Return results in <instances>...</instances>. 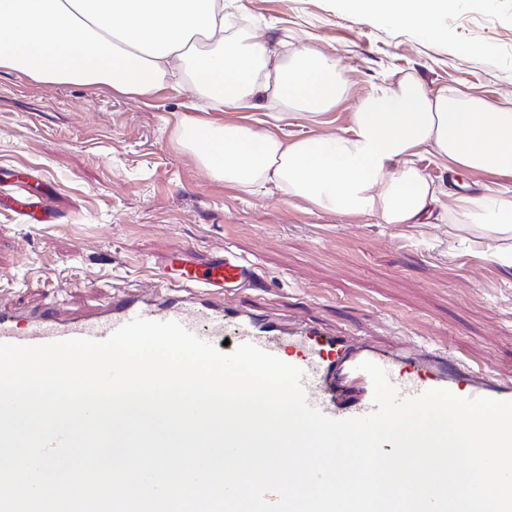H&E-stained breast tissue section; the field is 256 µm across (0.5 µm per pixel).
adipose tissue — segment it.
<instances>
[{
    "label": "adipose tissue",
    "mask_w": 512,
    "mask_h": 512,
    "mask_svg": "<svg viewBox=\"0 0 512 512\" xmlns=\"http://www.w3.org/2000/svg\"><path fill=\"white\" fill-rule=\"evenodd\" d=\"M354 13L446 37L456 0H345ZM105 85L137 95L188 72L189 86L227 109L263 116L224 125L184 117L176 142L217 181L280 191L341 214L416 224L442 192L417 167L427 147L466 169L512 172V98L495 105L407 77L367 93L346 134L288 139L283 121L332 110L344 88L335 59L308 46L282 58L264 32L233 29L224 0H0V69ZM463 217L512 231V199L468 197Z\"/></svg>",
    "instance_id": "obj_1"
}]
</instances>
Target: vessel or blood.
Returning a JSON list of instances; mask_svg holds the SVG:
<instances>
[{
  "instance_id": "vessel-or-blood-1",
  "label": "vessel or blood",
  "mask_w": 512,
  "mask_h": 512,
  "mask_svg": "<svg viewBox=\"0 0 512 512\" xmlns=\"http://www.w3.org/2000/svg\"><path fill=\"white\" fill-rule=\"evenodd\" d=\"M52 185H44L35 201L17 200L28 224H58ZM150 296L113 295L96 312L65 316L55 307L21 313L0 307V343L41 345L69 338L106 340L137 317L176 321L219 352L229 354L251 343L301 369L307 402L324 415L341 420L364 417L375 409L373 384L359 365L381 366L400 398L410 399L435 388L455 395L512 401V381L476 370L446 352L425 349L388 351L315 322L291 323L276 313L232 302L233 294L257 288L254 264L230 251L198 263L184 248L153 271Z\"/></svg>"
}]
</instances>
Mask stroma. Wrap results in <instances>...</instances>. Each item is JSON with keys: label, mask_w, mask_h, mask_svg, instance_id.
Wrapping results in <instances>:
<instances>
[{"label": "stroma", "mask_w": 512, "mask_h": 512, "mask_svg": "<svg viewBox=\"0 0 512 512\" xmlns=\"http://www.w3.org/2000/svg\"><path fill=\"white\" fill-rule=\"evenodd\" d=\"M224 4L248 27L339 63L341 101L319 120L281 125L291 139L346 132L367 92L409 75L491 102L512 94V0H459L441 39L352 14L343 0ZM249 114L212 106L177 77L136 96L1 70L0 169L51 181L65 222L24 224L0 210V306L86 312L146 291L150 267L182 248L203 263L227 246L267 284L240 294L243 303L383 346L428 342L512 380V268L495 257L512 249V232L495 238L453 221L464 193L512 197V174L459 169L423 148L417 166L445 188L427 223L334 214L214 180L175 140L183 117L222 124Z\"/></svg>", "instance_id": "1"}]
</instances>
